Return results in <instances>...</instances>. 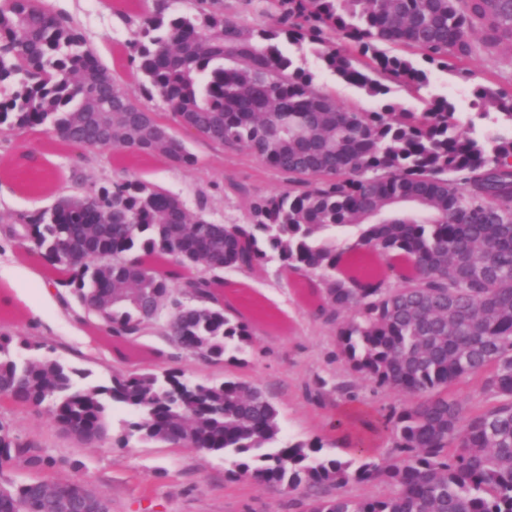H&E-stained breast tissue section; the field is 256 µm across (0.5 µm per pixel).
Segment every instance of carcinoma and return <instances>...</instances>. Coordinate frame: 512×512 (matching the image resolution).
Returning a JSON list of instances; mask_svg holds the SVG:
<instances>
[{"instance_id": "obj_1", "label": "carcinoma", "mask_w": 512, "mask_h": 512, "mask_svg": "<svg viewBox=\"0 0 512 512\" xmlns=\"http://www.w3.org/2000/svg\"><path fill=\"white\" fill-rule=\"evenodd\" d=\"M255 29L222 13L168 15L165 0L138 14L128 43L141 96L116 83L70 17L43 0L0 4V133L43 129L75 152L71 187L50 208L21 214L7 235L48 271L63 305L130 343L165 338L205 363L252 345L250 320L227 297L224 269L249 277L273 259L305 280L316 319L357 378L406 398L390 417L397 454L384 463L323 452L319 440L282 436L279 412L237 378L187 380L168 370L91 372L12 351L0 332V394L14 407L46 406L77 440L107 438L118 404L129 434L224 455L236 480L301 494L302 512H512V135L479 140L455 106L421 112L339 105L280 43L320 46L325 67L374 97L386 81L420 89L428 74L406 48L462 81L494 64L479 85L481 119L512 126V0H269ZM169 124L215 147L247 152L288 176L256 197L246 222L216 224L123 170L108 186L82 170L102 138L121 160L197 164ZM45 447L0 422V512H68L45 477Z\"/></svg>"}]
</instances>
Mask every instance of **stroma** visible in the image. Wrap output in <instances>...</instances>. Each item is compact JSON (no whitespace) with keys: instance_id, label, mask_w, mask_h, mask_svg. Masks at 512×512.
<instances>
[{"instance_id":"1","label":"stroma","mask_w":512,"mask_h":512,"mask_svg":"<svg viewBox=\"0 0 512 512\" xmlns=\"http://www.w3.org/2000/svg\"><path fill=\"white\" fill-rule=\"evenodd\" d=\"M56 14L75 17L99 59L112 69L121 86L133 91L137 82L130 65L120 63L138 27L135 14L109 8L105 0H45ZM174 15H193L220 10L240 24L259 28L269 23L266 0H168ZM287 53L296 64L311 72L343 105L363 111L380 110L383 102L397 109L422 111L431 97L451 99L462 124H474L476 132L487 131L484 121L473 118L471 102L475 86L488 82L489 63L478 61L472 68L474 81L465 83L451 72L431 69L428 86L414 91L395 83L385 100L368 96L326 71L309 45H290ZM196 155L194 169H175L155 159L139 161L131 174L141 182L180 196L191 213H204L221 224L244 222L254 196L281 190L285 175L267 170L252 156L188 139ZM38 153L37 166L55 178L54 192L42 191L37 183L7 180L0 183V216L32 213L52 206L70 179L71 160L50 142L46 133L29 137L16 131L0 135V169L16 166L22 154ZM44 267L26 257L15 242L0 235V329L14 340L40 344L42 356L57 358L91 371L93 380L107 382L113 371L184 372L186 377L220 382L234 374L225 363L204 364L171 348L161 337L148 334L126 345L117 354L116 339L107 337L88 322L74 318L57 297L46 296ZM226 279L240 282L234 301L244 313H253V344L244 370L276 405L282 434L296 440L321 438L324 450L336 454L339 441H364L369 458L378 463L393 455L385 423L403 396L356 382L352 397L316 395V379L328 384L347 373L333 335L310 316V301L280 277L277 264L248 278L229 271ZM132 412L117 406L109 413V437L88 446L62 433L41 408L0 409V421L15 434L43 442L55 461L52 478L83 480L112 499V512H299L291 496L252 482L233 481L227 476L223 457L189 447L129 438L118 443L124 422Z\"/></svg>"}]
</instances>
